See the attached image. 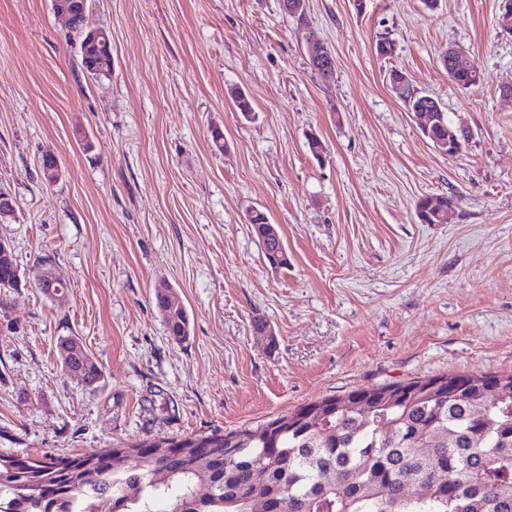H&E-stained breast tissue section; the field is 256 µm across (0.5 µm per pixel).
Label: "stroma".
<instances>
[{
  "instance_id": "stroma-1",
  "label": "stroma",
  "mask_w": 512,
  "mask_h": 512,
  "mask_svg": "<svg viewBox=\"0 0 512 512\" xmlns=\"http://www.w3.org/2000/svg\"><path fill=\"white\" fill-rule=\"evenodd\" d=\"M501 0H91L112 71L90 76L50 0H0V238L45 297L0 291V452L105 453L257 425L358 388L451 373H512V35ZM317 35L335 57L321 78ZM393 55L376 50L380 38ZM466 50L481 74L444 65ZM472 132L454 157L426 139L392 71ZM243 91L254 113L235 112ZM224 134L223 151L212 133ZM323 149L313 155L308 140ZM54 155L61 175L41 176ZM456 197L424 224L425 195ZM291 264H266L251 210ZM190 316L167 334L154 291ZM263 318L277 338L254 335ZM73 336L102 371H62ZM312 35H314V34H312ZM315 36L316 35H314L313 38L310 37L308 39L307 45H306V50H307V54L309 55L311 60L318 61L324 56V51H326L328 53V55L330 54V51L325 45L318 43L315 39H319V38H317ZM310 59H309V62L312 65ZM312 67L315 71H317V73L322 78H326V74H325L326 71H329V73L332 76L334 73V70H335V60H334L333 55L331 57H326L321 63L317 64L318 68L314 67L313 65H312ZM451 66L455 70L457 85L463 88H470L478 85L480 81L479 73L471 65L469 58L466 54L461 58H454ZM464 84V85H461Z\"/></svg>"
}]
</instances>
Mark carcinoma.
<instances>
[{
	"label": "carcinoma",
	"mask_w": 512,
	"mask_h": 512,
	"mask_svg": "<svg viewBox=\"0 0 512 512\" xmlns=\"http://www.w3.org/2000/svg\"><path fill=\"white\" fill-rule=\"evenodd\" d=\"M68 36L83 39L84 0ZM93 77L112 71V45L82 59ZM458 84L478 85L468 57L453 59ZM415 110L429 96L397 92ZM454 200L429 195L425 224H445ZM272 266L282 245L262 241ZM15 256L0 258V289L20 287ZM46 295L67 288L40 274ZM168 336H189V314L170 286L155 289ZM62 369L92 385L101 371L84 345L59 340ZM493 386L496 399H481ZM512 512V374H442L359 388L278 413L256 426L167 441L120 442L106 453L34 460L0 453V512Z\"/></svg>",
	"instance_id": "carcinoma-1"
}]
</instances>
